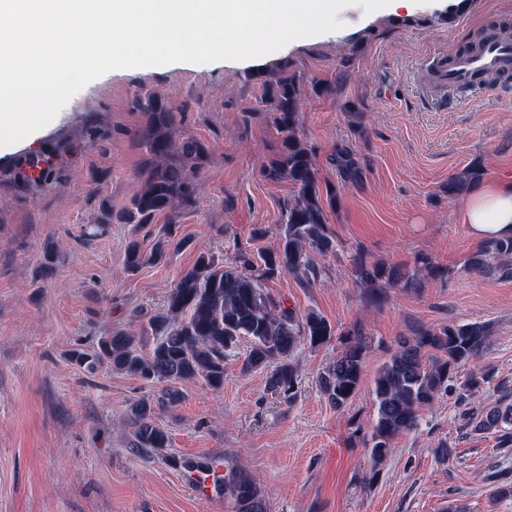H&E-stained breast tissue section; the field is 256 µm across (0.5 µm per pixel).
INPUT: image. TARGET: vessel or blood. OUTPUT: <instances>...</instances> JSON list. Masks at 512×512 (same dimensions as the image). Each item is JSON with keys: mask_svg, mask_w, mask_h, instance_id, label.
I'll return each mask as SVG.
<instances>
[{"mask_svg": "<svg viewBox=\"0 0 512 512\" xmlns=\"http://www.w3.org/2000/svg\"><path fill=\"white\" fill-rule=\"evenodd\" d=\"M425 67L429 72L425 90L434 97L512 74V35L488 32L475 51L448 60L434 58L426 61Z\"/></svg>", "mask_w": 512, "mask_h": 512, "instance_id": "vessel-or-blood-1", "label": "vessel or blood"}]
</instances>
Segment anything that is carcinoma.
<instances>
[{"mask_svg": "<svg viewBox=\"0 0 512 512\" xmlns=\"http://www.w3.org/2000/svg\"><path fill=\"white\" fill-rule=\"evenodd\" d=\"M262 93L254 112L272 106L274 123L281 135V148L266 169L272 180H286L296 191L288 201L286 227L276 243L256 264L246 250H238L233 265H221L206 252L185 271L167 296L165 305L150 314L148 326L156 337L152 350L141 352L137 336L114 331L102 337L97 350L75 351L72 360L93 368L107 365L112 370L134 375L144 381L172 383L200 379L210 390L224 388V360L244 339L250 343L245 369L267 371L266 385L288 402L296 398L295 373L288 357L306 342L318 347L333 336L331 324L318 312L308 311L298 318L280 308V303L263 288L262 281L285 273L305 276L314 282L320 275L312 255L326 254L336 247L328 234L324 205L336 208L341 191L363 182L364 161L356 150L338 144L330 160L339 176L337 184L322 183L313 148L299 130L303 95L296 75L282 69L262 80ZM150 112L145 145L150 160L138 173L141 188L132 195L127 221L147 224L159 213L171 212L193 199V170L206 158V146L184 137L177 128V113L157 95L147 97ZM481 170L470 167L448 180V196L458 195L476 183ZM186 245L159 236L150 252L139 241L125 248V268L135 272L146 263H158L172 247ZM414 273L398 265L370 261L362 253L355 258L357 282L369 296L379 301L388 288H419L424 277L439 271L432 259L422 255ZM477 273L498 272L512 277V240L489 241L468 260ZM492 335L485 322L419 327L412 336L400 337L389 358L379 367L373 381L376 419L366 445L373 462L385 460L394 440L417 428L419 411L434 405L443 393L453 391L455 369L477 359ZM366 356V332L358 328L345 340L336 361L321 375L320 383L330 402L347 405L361 386ZM183 392L168 386L152 399L131 405L129 421L134 445L163 453L170 438L157 424V414L176 406ZM465 426L476 431L499 434L505 445L512 443V402L472 407L464 413ZM494 500L512 498V474L495 472L488 477ZM224 490L235 502L236 512H268L261 488L242 468L230 469Z\"/></svg>", "mask_w": 512, "mask_h": 512, "instance_id": "obj_1", "label": "carcinoma"}]
</instances>
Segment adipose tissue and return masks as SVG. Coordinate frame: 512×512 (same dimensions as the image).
Returning <instances> with one entry per match:
<instances>
[{
  "label": "adipose tissue",
  "instance_id": "obj_1",
  "mask_svg": "<svg viewBox=\"0 0 512 512\" xmlns=\"http://www.w3.org/2000/svg\"><path fill=\"white\" fill-rule=\"evenodd\" d=\"M459 221L474 238L512 239V178L476 191L461 210Z\"/></svg>",
  "mask_w": 512,
  "mask_h": 512
}]
</instances>
